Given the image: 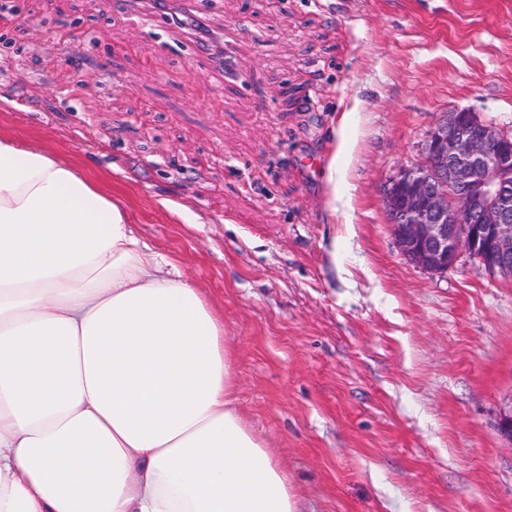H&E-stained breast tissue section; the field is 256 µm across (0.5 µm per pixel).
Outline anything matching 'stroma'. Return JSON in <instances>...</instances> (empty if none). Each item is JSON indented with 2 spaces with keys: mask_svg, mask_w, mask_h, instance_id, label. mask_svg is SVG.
I'll use <instances>...</instances> for the list:
<instances>
[{
  "mask_svg": "<svg viewBox=\"0 0 512 512\" xmlns=\"http://www.w3.org/2000/svg\"><path fill=\"white\" fill-rule=\"evenodd\" d=\"M129 2L0 0V133L119 181L223 314L236 405L304 512H512V275L416 266L382 204L442 113L512 133V0H202L220 70ZM353 112H345L341 116L340 133L336 142V132L333 151L325 164L323 172V181L326 190L330 194V211L336 212V202L342 199L336 195V184L344 179V171L340 164V159L347 155L351 150V142L346 137L345 131L348 128Z\"/></svg>",
  "mask_w": 512,
  "mask_h": 512,
  "instance_id": "stroma-1",
  "label": "stroma"
}]
</instances>
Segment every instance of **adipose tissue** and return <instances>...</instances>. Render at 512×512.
Returning a JSON list of instances; mask_svg holds the SVG:
<instances>
[{
  "instance_id": "1",
  "label": "adipose tissue",
  "mask_w": 512,
  "mask_h": 512,
  "mask_svg": "<svg viewBox=\"0 0 512 512\" xmlns=\"http://www.w3.org/2000/svg\"><path fill=\"white\" fill-rule=\"evenodd\" d=\"M0 512H299L224 317L118 193L0 134Z\"/></svg>"
}]
</instances>
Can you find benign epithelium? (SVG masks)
<instances>
[{"mask_svg": "<svg viewBox=\"0 0 512 512\" xmlns=\"http://www.w3.org/2000/svg\"><path fill=\"white\" fill-rule=\"evenodd\" d=\"M383 207L402 254L443 273L461 254L512 274V135L467 110L428 131L423 161L401 169Z\"/></svg>", "mask_w": 512, "mask_h": 512, "instance_id": "obj_1", "label": "benign epithelium"}]
</instances>
